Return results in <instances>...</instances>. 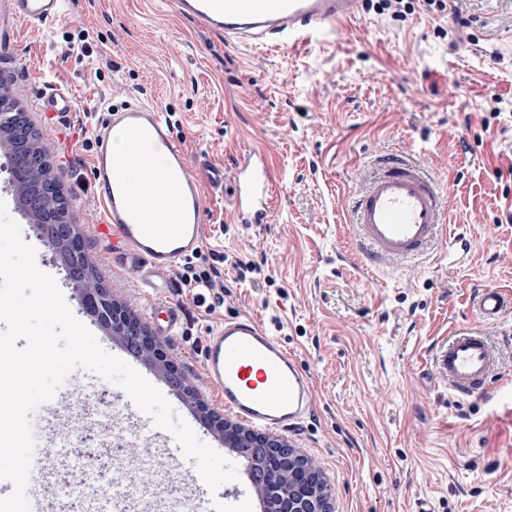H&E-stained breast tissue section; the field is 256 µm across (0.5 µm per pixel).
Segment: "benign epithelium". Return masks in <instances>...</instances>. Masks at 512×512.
Segmentation results:
<instances>
[{
    "mask_svg": "<svg viewBox=\"0 0 512 512\" xmlns=\"http://www.w3.org/2000/svg\"><path fill=\"white\" fill-rule=\"evenodd\" d=\"M10 148L14 185L28 212L39 219L42 239L65 262L68 280L79 288L82 310L117 336L130 354L155 367L176 395L193 404L209 426L224 432L229 447L249 458L253 485L264 502L275 504V512H333L331 490L308 459L287 440L247 430L210 410L171 359L164 342L150 335L126 309L112 303L105 288L90 282L87 266L78 259L85 253L83 238L76 225L68 222L61 196L51 192L39 177L46 158L19 138Z\"/></svg>",
    "mask_w": 512,
    "mask_h": 512,
    "instance_id": "7a95c632",
    "label": "benign epithelium"
}]
</instances>
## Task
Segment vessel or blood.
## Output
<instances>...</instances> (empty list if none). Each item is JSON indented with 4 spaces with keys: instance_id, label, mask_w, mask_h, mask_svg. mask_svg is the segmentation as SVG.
<instances>
[{
    "instance_id": "b4317fda",
    "label": "vessel or blood",
    "mask_w": 512,
    "mask_h": 512,
    "mask_svg": "<svg viewBox=\"0 0 512 512\" xmlns=\"http://www.w3.org/2000/svg\"><path fill=\"white\" fill-rule=\"evenodd\" d=\"M362 0H169L172 9L198 29L223 33L240 43L270 47L308 39L355 18ZM63 10L62 0H7L9 15L24 25H48ZM39 108L49 126L61 125L75 110L70 89L49 83L39 93ZM96 124L91 175L103 210L98 233L119 239L122 259L141 272L143 287H161L169 272L197 254L204 236V197L189 169L184 148L166 115L148 103L106 107ZM122 132L161 161L177 190L162 224L147 223L121 171L126 157L112 150L113 132ZM271 176L260 162L242 166L230 187L237 218L262 217ZM446 205L437 180L412 159L389 154L364 171L351 200L349 222L370 261L395 267L430 255L440 238L449 254L463 252V234L445 235ZM479 319L494 324L512 312V294L498 288L478 290ZM209 384L225 410L261 430L292 432L314 407L310 376L297 357L251 317H233L210 332L202 349ZM500 365V352L484 332L454 331L437 358L439 373L453 393L470 398L482 393Z\"/></svg>"
}]
</instances>
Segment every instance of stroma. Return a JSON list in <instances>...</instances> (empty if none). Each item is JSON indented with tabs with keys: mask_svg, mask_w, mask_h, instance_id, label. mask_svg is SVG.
<instances>
[{
	"mask_svg": "<svg viewBox=\"0 0 512 512\" xmlns=\"http://www.w3.org/2000/svg\"><path fill=\"white\" fill-rule=\"evenodd\" d=\"M405 20L363 0L333 36L307 44L251 47L225 42L176 15L168 0H66L54 24L0 19V77L13 81L22 110L48 149L61 194L81 226L85 252L104 288L150 332L152 312L135 268L115 264L116 247L98 236L102 210L90 178L92 111L141 100L168 116L189 168L202 181L204 240L197 266L219 263L224 304L197 306L180 269L163 298L182 312L168 350L200 399L222 412L207 383L201 349L224 319L251 316L294 353L309 374L315 408L288 434L334 491V512H512V315L485 326L502 356L489 393L461 400L440 378L436 351L451 331L476 325L477 287L512 292V124L485 125L493 108L512 113V0H462L468 28L451 11L412 0ZM69 87L76 110L64 130L48 127L37 90ZM272 174L263 223L235 221L211 170L232 180L251 154ZM407 154L447 194V229L470 243L466 256L440 246L428 259L365 270L346 204L365 167L381 154ZM38 267L54 277L76 318L78 291L29 226ZM259 267L239 280L236 260ZM81 390L39 407L37 443L59 429L48 473L59 486L85 469L99 495L134 490L133 512H204L162 448L141 450L145 432L104 470L78 459L86 430L121 431L97 393L108 381L74 371Z\"/></svg>",
	"mask_w": 512,
	"mask_h": 512,
	"instance_id": "obj_1",
	"label": "stroma"
}]
</instances>
